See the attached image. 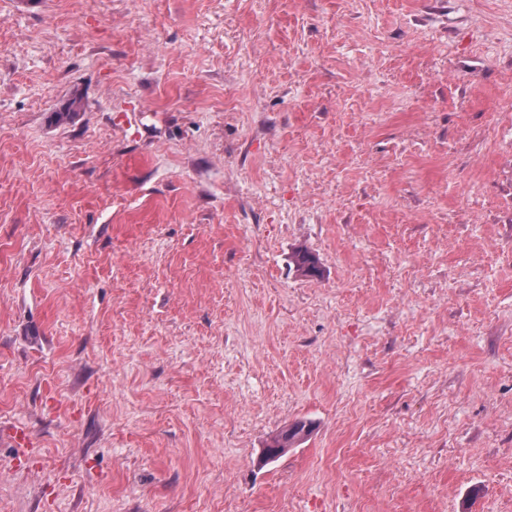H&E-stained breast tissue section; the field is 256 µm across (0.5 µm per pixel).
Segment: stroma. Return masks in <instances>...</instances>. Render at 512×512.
<instances>
[{"instance_id":"35a3bbf8","label":"stroma","mask_w":512,"mask_h":512,"mask_svg":"<svg viewBox=\"0 0 512 512\" xmlns=\"http://www.w3.org/2000/svg\"><path fill=\"white\" fill-rule=\"evenodd\" d=\"M0 512H512V0H0ZM312 431V426L306 422H297L288 429L277 435L267 445L264 456L267 460L275 459L277 456V448H291L294 444L303 441Z\"/></svg>"}]
</instances>
